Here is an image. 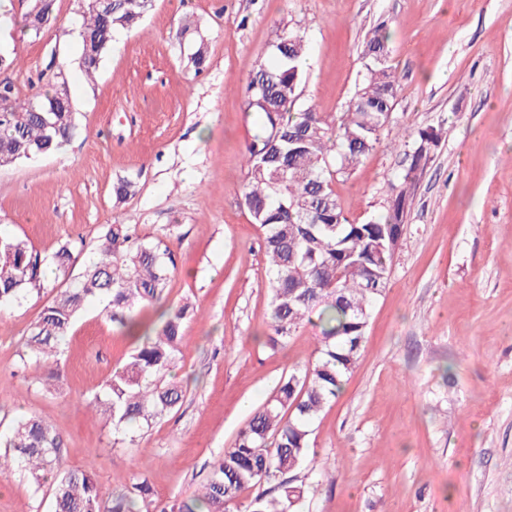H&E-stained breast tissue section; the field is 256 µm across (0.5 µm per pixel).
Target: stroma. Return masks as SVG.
<instances>
[{"label": "stroma", "instance_id": "35a3bbf8", "mask_svg": "<svg viewBox=\"0 0 512 512\" xmlns=\"http://www.w3.org/2000/svg\"><path fill=\"white\" fill-rule=\"evenodd\" d=\"M34 4L0 10V50L18 61L5 75L24 99L50 60L63 62L78 130L59 153L0 168V235L46 255L81 245L83 263L121 219L163 239L176 262L144 316L194 312L174 368L183 403L129 444L85 408L132 349L102 305L86 304L48 389L19 363L56 280L0 309V436L35 415L62 438L63 468L91 472L104 493L140 477L162 504L197 493L320 334L307 322L283 347L255 339L269 294L261 231L240 201L259 126L249 76L280 34L300 32L297 106L335 124L383 22L399 95L377 149L335 182L347 220L383 212L406 169L404 132L432 126L442 140L417 176L358 363L312 425L315 470L298 512H512V0H155L115 34L92 79L79 66L82 0H54L56 22L37 38L15 24ZM124 180L134 190L120 198ZM0 512H50V494L23 471L0 476Z\"/></svg>", "mask_w": 512, "mask_h": 512}]
</instances>
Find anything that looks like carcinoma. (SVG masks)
Masks as SVG:
<instances>
[{
	"mask_svg": "<svg viewBox=\"0 0 512 512\" xmlns=\"http://www.w3.org/2000/svg\"><path fill=\"white\" fill-rule=\"evenodd\" d=\"M152 2L112 0L108 11L87 0L81 29L90 44L82 46L80 57L86 74L99 68L114 33L138 24ZM305 53L304 37L285 32L273 45L274 64L259 65L249 77L248 98L256 104L248 108L259 115L260 127L246 146L241 201L262 231L269 262L268 342L287 343L315 317L320 336L314 361L293 369L251 414L233 445L213 462L204 491L171 504L153 502L144 478L124 494L105 495L89 472L62 470V440L47 422L19 418L6 439L11 454L0 456V475L19 467L40 487L56 473L52 512H230L232 506L242 512H296L306 492L296 472L308 458L309 425L357 365L372 305L390 284L413 173L440 144L434 128L408 134L407 171L390 186L384 212L365 223L348 222L333 183L375 150L394 109L398 84L389 64V35L381 27L369 32L361 51L366 73L334 126L311 109L291 112L302 81L296 62ZM38 81L43 89L23 100L13 82L4 85L10 111L0 112V167L56 153L76 134L64 66H47ZM74 253L65 243L45 256L24 239L0 236V307L44 288L48 268L69 277ZM173 268L174 257L162 240L144 241L133 224L106 225L95 257L30 325L23 366L33 362L42 369L56 362L85 303L98 300L107 319L133 341V351L88 408L109 417L117 434L171 413L182 402L184 387L166 376L175 365L190 306L167 309L157 325L143 320L140 306L161 296ZM264 485L265 491L242 502L246 491Z\"/></svg>",
	"mask_w": 512,
	"mask_h": 512,
	"instance_id": "1",
	"label": "carcinoma"
}]
</instances>
